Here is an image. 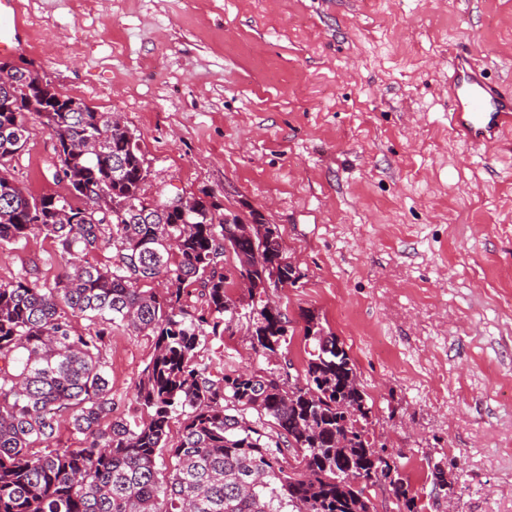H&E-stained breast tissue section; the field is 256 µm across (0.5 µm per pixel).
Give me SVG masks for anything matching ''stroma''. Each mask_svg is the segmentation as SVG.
<instances>
[{"label":"stroma","instance_id":"35a3bbf8","mask_svg":"<svg viewBox=\"0 0 512 512\" xmlns=\"http://www.w3.org/2000/svg\"><path fill=\"white\" fill-rule=\"evenodd\" d=\"M26 56L61 94L140 137L146 196L209 193L278 225L302 277L272 292L277 356L246 322L209 339L213 376L301 374L300 316L344 343L373 402L370 431L418 512H512V141L448 133V75L466 46L512 89V0H23ZM9 174L62 192L54 141L28 116ZM52 239L0 247V282L60 270ZM153 340L105 352L118 413ZM454 461L453 499L427 474Z\"/></svg>","mask_w":512,"mask_h":512}]
</instances>
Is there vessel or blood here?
<instances>
[{
	"instance_id": "b4317fda",
	"label": "vessel or blood",
	"mask_w": 512,
	"mask_h": 512,
	"mask_svg": "<svg viewBox=\"0 0 512 512\" xmlns=\"http://www.w3.org/2000/svg\"><path fill=\"white\" fill-rule=\"evenodd\" d=\"M21 0H0V55L23 51ZM448 119L452 133L475 148L499 144L512 132V95L486 81L482 70L459 58L448 82Z\"/></svg>"
}]
</instances>
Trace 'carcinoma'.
<instances>
[{"label":"carcinoma","instance_id":"cac0c4a2","mask_svg":"<svg viewBox=\"0 0 512 512\" xmlns=\"http://www.w3.org/2000/svg\"><path fill=\"white\" fill-rule=\"evenodd\" d=\"M27 80L0 93V173L24 150L35 113L66 191L35 198L0 177V247L42 233L56 241L62 271L50 285L29 273L0 283V512H371L375 486L399 512H417L408 479L370 437L372 407L353 360L314 312L302 314L311 344L302 380L248 369L211 378L201 352L237 314L233 280L220 272L223 207L206 194L185 217L122 218L118 207L144 198L139 136L129 140L112 113L79 98L63 96L76 112H43L32 84L60 94L37 74ZM109 241L112 266L89 263ZM282 248L280 234L260 246L243 233L232 252L240 268ZM159 281L162 292L143 289ZM197 286L207 295L200 311L184 301ZM265 294L256 292L247 322L252 349L268 359L287 342L289 321ZM78 318L88 321L82 332ZM120 328L154 340L127 417L114 415L104 358ZM63 422L83 447L53 444ZM165 452L167 474L157 464ZM429 481L436 494H455L440 464Z\"/></svg>","mask_w":512,"mask_h":512}]
</instances>
